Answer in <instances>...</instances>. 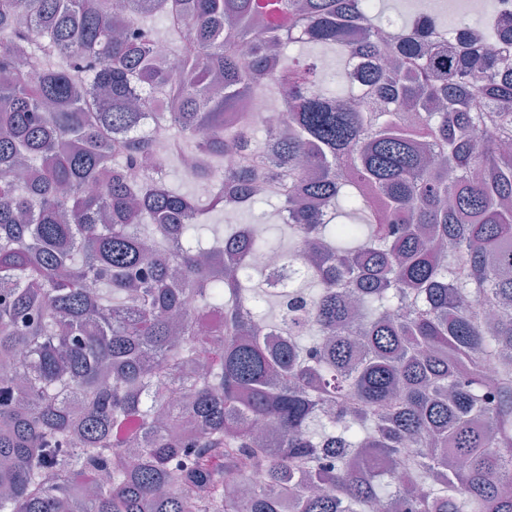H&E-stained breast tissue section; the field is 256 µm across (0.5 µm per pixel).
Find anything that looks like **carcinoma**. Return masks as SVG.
Wrapping results in <instances>:
<instances>
[{
  "mask_svg": "<svg viewBox=\"0 0 512 512\" xmlns=\"http://www.w3.org/2000/svg\"><path fill=\"white\" fill-rule=\"evenodd\" d=\"M488 42L512 46L501 0L453 30L378 0H0V512H512V69ZM170 157L232 192H178ZM271 201L318 285L281 295L280 345L248 286L280 246L199 233Z\"/></svg>",
  "mask_w": 512,
  "mask_h": 512,
  "instance_id": "obj_1",
  "label": "carcinoma"
}]
</instances>
